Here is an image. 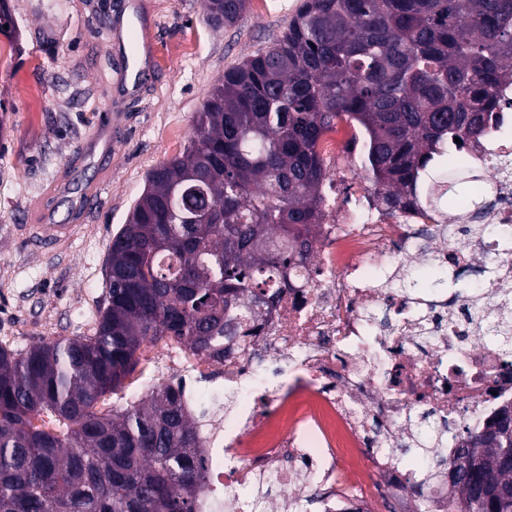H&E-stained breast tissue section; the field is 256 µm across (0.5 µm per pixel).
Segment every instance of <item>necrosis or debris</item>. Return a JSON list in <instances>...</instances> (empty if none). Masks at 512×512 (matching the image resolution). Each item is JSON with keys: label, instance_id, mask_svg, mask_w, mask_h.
<instances>
[{"label": "necrosis or debris", "instance_id": "obj_1", "mask_svg": "<svg viewBox=\"0 0 512 512\" xmlns=\"http://www.w3.org/2000/svg\"><path fill=\"white\" fill-rule=\"evenodd\" d=\"M496 123L466 147L449 145L484 169L478 205L457 224L480 225L437 245L431 264L453 278H473L482 297L512 292V84L495 92ZM326 198L308 259L288 276L274 302L250 326L235 357L197 359L183 349L164 358L186 399L220 373L240 399L231 421L207 420L198 453L208 476L197 493L202 512H250L256 478L283 490L323 492V512H371L358 484L378 487L394 512H408L418 471L388 446L409 412L424 407L450 421L448 453L512 406V354L485 318L469 319L455 288L396 286L402 262L418 259L417 232L441 213L425 202L406 210L383 205L352 171L356 146L324 137ZM387 324L369 319L372 309Z\"/></svg>", "mask_w": 512, "mask_h": 512}]
</instances>
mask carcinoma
<instances>
[{
  "label": "carcinoma",
  "instance_id": "cac0c4a2",
  "mask_svg": "<svg viewBox=\"0 0 512 512\" xmlns=\"http://www.w3.org/2000/svg\"><path fill=\"white\" fill-rule=\"evenodd\" d=\"M250 0H203L236 25ZM512 82V0H304L265 48L208 91L182 154L147 173L108 254L109 301L91 336L0 348V512H196L205 481L198 422L161 384L104 412L144 349L176 342L224 358L287 283L315 239L327 173L322 137L340 122L364 135L362 168L392 208L418 183L467 184L437 163L448 142L487 131L494 90ZM212 207L203 223L186 202ZM477 232L446 222L431 240ZM512 349V317L497 316ZM45 417L52 427L35 424ZM512 410L448 459V422L413 414L391 452L451 470L448 512H512Z\"/></svg>",
  "mask_w": 512,
  "mask_h": 512
}]
</instances>
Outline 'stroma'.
<instances>
[{"label": "stroma", "mask_w": 512, "mask_h": 512, "mask_svg": "<svg viewBox=\"0 0 512 512\" xmlns=\"http://www.w3.org/2000/svg\"><path fill=\"white\" fill-rule=\"evenodd\" d=\"M107 0H8L18 39L0 34V347L23 351L91 335L109 296L108 246L145 187L147 173L181 154L200 105L226 69L264 48L303 0H250L244 19L214 27L202 0H142L134 24L152 43L144 93L120 95L109 46ZM121 115L111 154L92 147L106 113ZM104 179L102 202L74 237L37 247L25 226L43 194L73 219L71 191Z\"/></svg>", "instance_id": "obj_1"}]
</instances>
